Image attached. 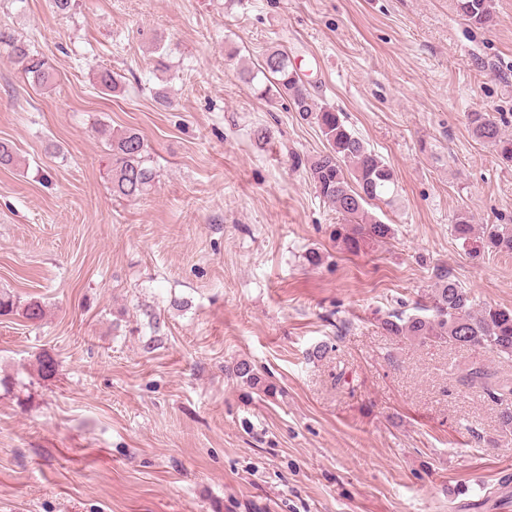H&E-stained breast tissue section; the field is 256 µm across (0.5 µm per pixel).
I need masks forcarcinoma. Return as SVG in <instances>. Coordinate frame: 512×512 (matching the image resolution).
<instances>
[{
  "instance_id": "obj_1",
  "label": "carcinoma",
  "mask_w": 512,
  "mask_h": 512,
  "mask_svg": "<svg viewBox=\"0 0 512 512\" xmlns=\"http://www.w3.org/2000/svg\"><path fill=\"white\" fill-rule=\"evenodd\" d=\"M458 12L471 24L488 27L494 22L491 0H456ZM3 43L23 65L25 77L43 87L54 80L47 61L34 53L19 38ZM99 87L112 91L119 85L117 77L105 67L95 69ZM241 78L262 84L263 92L273 93L289 101L305 121L319 128L327 147L308 161V174L318 196L330 203L341 217L336 238L351 252L361 249L362 242H383L392 237L394 229L374 218L367 209L373 201L391 206L396 201L395 173L390 162L371 151L366 143L346 124L343 113L327 104H320L305 88L293 66L288 51L273 48L267 51L257 70H244ZM473 136L495 148L499 157L512 163V136L503 133L490 112H471L467 116ZM110 151L111 166L107 179L112 195L128 201L140 198L151 190L157 173L150 165L142 136L134 129L112 134L103 129ZM455 237L463 241L480 239L490 248L512 253V230L501 224H473L459 216L452 225ZM429 303L418 306L421 315L402 317L392 314L381 322L390 335L416 340L422 345L451 343L463 350H485L498 358L512 360V309L474 307L465 289L441 270L428 294ZM21 310L31 323L43 320L45 310L37 300L18 307L13 295L0 291V315ZM232 374L250 388L271 397L276 385L261 376L254 366L240 360L232 366ZM466 392L480 393L499 409L502 426L512 429V382L500 378L485 364L471 365L460 379Z\"/></svg>"
}]
</instances>
